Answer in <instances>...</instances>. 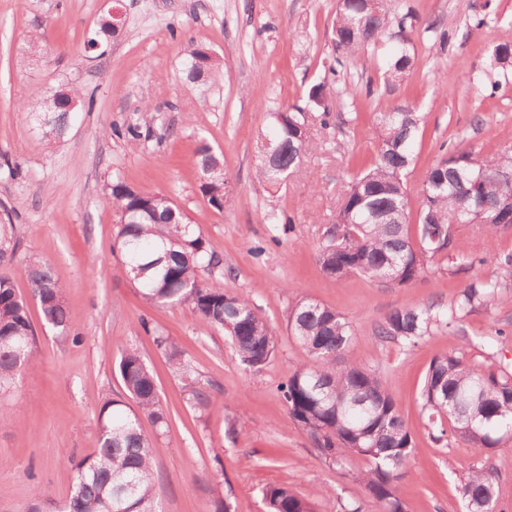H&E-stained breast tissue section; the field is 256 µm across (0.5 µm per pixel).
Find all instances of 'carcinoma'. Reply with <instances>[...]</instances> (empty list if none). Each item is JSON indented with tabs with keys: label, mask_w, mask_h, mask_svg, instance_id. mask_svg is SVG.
<instances>
[{
	"label": "carcinoma",
	"mask_w": 512,
	"mask_h": 512,
	"mask_svg": "<svg viewBox=\"0 0 512 512\" xmlns=\"http://www.w3.org/2000/svg\"><path fill=\"white\" fill-rule=\"evenodd\" d=\"M417 17L406 13L393 22L383 0H338L329 43L332 59L357 56L377 41L397 43L386 70L387 79L405 80L416 66L410 30ZM112 36V17L103 18L85 47ZM187 75L196 81L222 67L208 48H185ZM512 65V35L495 45L490 69ZM336 81L311 87L304 104L271 114L272 134L260 141L256 174L271 186L301 172L307 139L301 127L310 112L328 115L336 99ZM81 93L75 87L43 96L37 123L49 118L43 135L65 134L77 117ZM380 143L372 163L349 181L336 210V220L323 227L317 262L334 284L357 275L372 282L409 285L431 269L460 277L470 273L474 259L458 237L459 227L476 223L485 232L512 230V147L483 158L466 148L452 147L430 168L419 190L416 222L408 220L407 176L413 163L412 144L421 116L407 106L373 114ZM198 190L207 203L222 211L230 195L221 155L202 143L198 149ZM109 199L120 221L114 243L126 273L149 304H187L211 327L231 338L239 361L258 370L275 354L277 337L252 300L233 289L213 288L204 274L223 270L221 259L206 246L181 208L160 194L142 193L117 178ZM14 225L0 222V264L17 253ZM500 278H469L456 302L405 304L390 311L380 325L384 341L416 345L437 328L463 333L468 314L488 310L512 281V254L504 257ZM25 274L44 324L60 335L68 333L63 304L65 285L42 257H25ZM288 331L307 351L311 364L291 371L279 385L290 419L305 431L313 448L338 466L352 455L365 457L358 479L377 512H405L397 493L401 470L414 456L415 444L392 396L373 371L346 360L355 337L350 320L316 300L299 296L288 311ZM169 363L179 373L187 400L205 412L223 407L195 376L184 351L167 336L156 337ZM35 332L26 302L11 279L0 275V392L13 388L15 373L32 359ZM476 364L463 348L436 357L421 391V410L433 438L461 441L473 448L512 447V363L494 360ZM118 372L135 408L106 402L99 415L98 447L72 463L75 479L69 496L59 505L34 504L29 512H155L153 460L155 449L144 435L142 420L155 427L167 424L153 372L134 349L123 351ZM459 493L465 512H498L499 487L487 466L473 465L461 479ZM268 512H315L314 506L282 486L263 490Z\"/></svg>",
	"instance_id": "carcinoma-1"
}]
</instances>
